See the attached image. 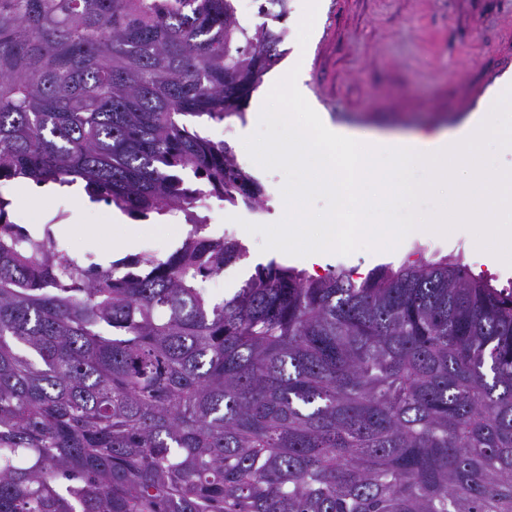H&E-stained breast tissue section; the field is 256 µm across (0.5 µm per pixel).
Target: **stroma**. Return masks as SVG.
Masks as SVG:
<instances>
[{
  "mask_svg": "<svg viewBox=\"0 0 512 512\" xmlns=\"http://www.w3.org/2000/svg\"><path fill=\"white\" fill-rule=\"evenodd\" d=\"M281 66H299L311 107L332 125L383 135L456 130L471 113L490 111L497 90L512 82V0H290ZM237 161L260 180L268 210L213 205L207 232L239 238L246 258L225 267L211 288L232 296L257 265L273 259L261 251V236L241 233L240 221L271 225L283 213L277 204L285 178L260 169L245 153ZM31 182L11 181L0 195L11 199L12 217L39 224L71 255H93L96 262L126 257L116 237L115 211L93 204L77 189L38 200ZM135 253L165 256L181 245L189 227L167 219L142 222ZM462 251L474 271L486 272L498 287L512 286V267L492 263L468 235L407 243L409 260Z\"/></svg>",
  "mask_w": 512,
  "mask_h": 512,
  "instance_id": "35a3bbf8",
  "label": "stroma"
}]
</instances>
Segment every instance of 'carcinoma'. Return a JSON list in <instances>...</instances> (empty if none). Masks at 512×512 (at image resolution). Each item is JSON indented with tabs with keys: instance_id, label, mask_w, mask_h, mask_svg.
I'll list each match as a JSON object with an SVG mask.
<instances>
[{
	"instance_id": "cac0c4a2",
	"label": "carcinoma",
	"mask_w": 512,
	"mask_h": 512,
	"mask_svg": "<svg viewBox=\"0 0 512 512\" xmlns=\"http://www.w3.org/2000/svg\"><path fill=\"white\" fill-rule=\"evenodd\" d=\"M0 0V175L190 229L104 268L0 195V512H512V290L462 253L363 279L246 255L231 146L289 0Z\"/></svg>"
}]
</instances>
